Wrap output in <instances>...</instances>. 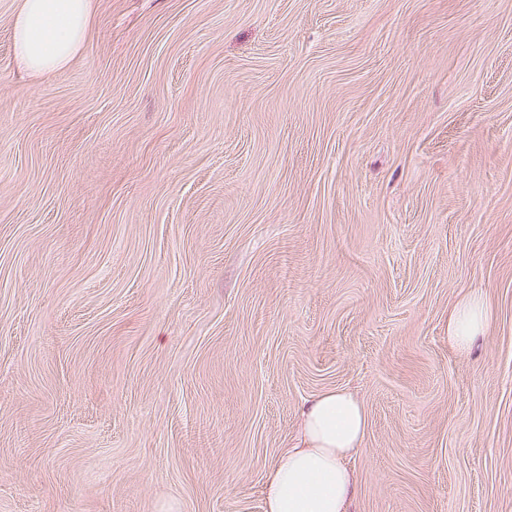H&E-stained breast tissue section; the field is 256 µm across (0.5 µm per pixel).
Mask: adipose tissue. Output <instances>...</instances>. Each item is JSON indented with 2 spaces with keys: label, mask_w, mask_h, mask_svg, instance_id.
Instances as JSON below:
<instances>
[{
  "label": "adipose tissue",
  "mask_w": 512,
  "mask_h": 512,
  "mask_svg": "<svg viewBox=\"0 0 512 512\" xmlns=\"http://www.w3.org/2000/svg\"><path fill=\"white\" fill-rule=\"evenodd\" d=\"M90 0H19L13 22L15 59L35 76L66 68L85 43ZM481 292H471L448 316V339L468 350L487 326ZM368 427L363 404L350 392L315 396L302 410L297 441L265 475V512H350L355 479L348 465Z\"/></svg>",
  "instance_id": "obj_1"
}]
</instances>
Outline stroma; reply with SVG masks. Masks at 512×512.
I'll list each match as a JSON object with an SVG mask.
<instances>
[{
  "instance_id": "obj_1",
  "label": "stroma",
  "mask_w": 512,
  "mask_h": 512,
  "mask_svg": "<svg viewBox=\"0 0 512 512\" xmlns=\"http://www.w3.org/2000/svg\"><path fill=\"white\" fill-rule=\"evenodd\" d=\"M18 4L0 512H264L334 389L352 512H512V0H92L47 78ZM489 310L481 291L471 292L448 316V339L460 351H467L487 326Z\"/></svg>"
}]
</instances>
